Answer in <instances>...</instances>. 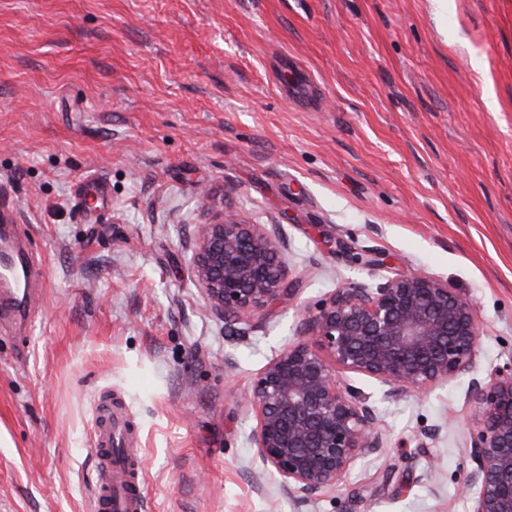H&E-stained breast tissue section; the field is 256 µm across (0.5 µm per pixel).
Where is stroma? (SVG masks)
Here are the masks:
<instances>
[{
  "instance_id": "stroma-1",
  "label": "stroma",
  "mask_w": 512,
  "mask_h": 512,
  "mask_svg": "<svg viewBox=\"0 0 512 512\" xmlns=\"http://www.w3.org/2000/svg\"><path fill=\"white\" fill-rule=\"evenodd\" d=\"M200 185L304 275L240 341L188 273ZM1 205L42 273L29 337L0 331V512H94L107 393L146 512H472L468 378H353L385 443L303 508L243 398L297 302L379 277L364 250L468 294L480 377L512 369V0H0Z\"/></svg>"
}]
</instances>
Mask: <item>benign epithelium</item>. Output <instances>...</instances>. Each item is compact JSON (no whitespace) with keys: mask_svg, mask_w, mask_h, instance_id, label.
Listing matches in <instances>:
<instances>
[{"mask_svg":"<svg viewBox=\"0 0 512 512\" xmlns=\"http://www.w3.org/2000/svg\"><path fill=\"white\" fill-rule=\"evenodd\" d=\"M205 308L231 338L260 328L296 297L282 224L209 210L189 261ZM295 339L268 361L246 397L256 417L253 459L301 506L338 487L383 447L374 406L350 384L374 381L386 398L419 395L478 370L481 322L473 300L422 271L346 282L311 307L297 304ZM472 465L463 485L472 512H512V371L470 380Z\"/></svg>","mask_w":512,"mask_h":512,"instance_id":"7a95c632","label":"benign epithelium"}]
</instances>
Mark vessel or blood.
Segmentation results:
<instances>
[{
    "instance_id": "vessel-or-blood-1",
    "label": "vessel or blood",
    "mask_w": 512,
    "mask_h": 512,
    "mask_svg": "<svg viewBox=\"0 0 512 512\" xmlns=\"http://www.w3.org/2000/svg\"><path fill=\"white\" fill-rule=\"evenodd\" d=\"M21 245L0 238V323L20 318L34 300V271L19 259ZM129 432L113 410L112 399H103L95 419L94 453L100 478L94 488L95 512H142L138 461L125 446Z\"/></svg>"
}]
</instances>
